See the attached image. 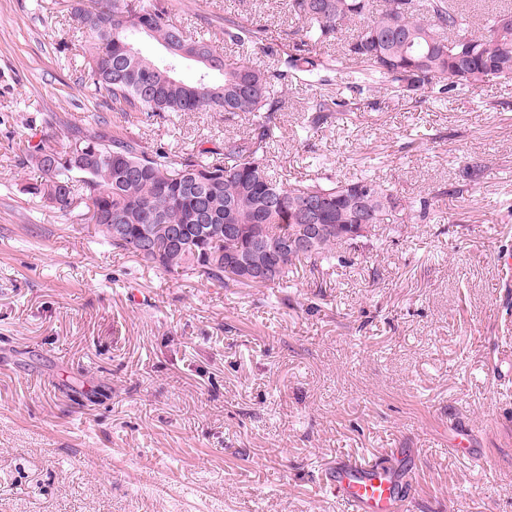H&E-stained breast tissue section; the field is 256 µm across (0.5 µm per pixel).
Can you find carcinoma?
Returning <instances> with one entry per match:
<instances>
[{
    "label": "carcinoma",
    "mask_w": 512,
    "mask_h": 512,
    "mask_svg": "<svg viewBox=\"0 0 512 512\" xmlns=\"http://www.w3.org/2000/svg\"><path fill=\"white\" fill-rule=\"evenodd\" d=\"M287 6L301 23L300 46L293 53L271 49L277 56L271 69L228 58L193 36L173 18L169 0H138L134 6L127 0H77L72 19L90 45L81 82L106 93L112 111L245 113L252 116L250 129L243 137L224 138L221 161L201 147L150 152L137 138L79 128L70 130L62 151L28 141L18 158L21 165L37 170L38 177L23 192L65 212L78 200L88 223L103 225L107 217L124 226L119 234L108 225L102 228L113 249L167 274L221 287L283 286L302 262L328 268L343 262L337 248L353 242L350 225L359 218L360 195L371 203L373 225L406 208V200L371 176L286 184L271 169L273 115L282 108L288 81L341 64L303 47L328 43L345 25L358 23L344 59L364 67L376 85L388 84L411 95L429 86L444 92L490 79L512 83V29L499 27L504 18L512 19V11L487 12L476 22L457 0H385V9L373 17L371 0H287ZM136 35L155 40L167 50V58L144 55L135 44ZM263 41L262 27L239 14L224 15V42L243 51ZM198 55L210 65L192 81L180 78L179 63ZM345 105L320 96L302 130L317 132ZM38 153L55 156V166L44 167ZM312 198L326 202L324 234L310 251L271 256L278 270L268 279L248 281L230 262L253 251L249 231L234 236L209 231L211 224H245L258 228L266 241L279 243L298 234L299 213ZM173 225L183 228L177 245L169 242ZM147 232L153 245L145 252Z\"/></svg>",
    "instance_id": "carcinoma-1"
}]
</instances>
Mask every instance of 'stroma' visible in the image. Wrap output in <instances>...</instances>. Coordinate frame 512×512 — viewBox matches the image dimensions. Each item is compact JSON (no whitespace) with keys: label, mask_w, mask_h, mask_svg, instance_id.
Returning a JSON list of instances; mask_svg holds the SVG:
<instances>
[{"label":"stroma","mask_w":512,"mask_h":512,"mask_svg":"<svg viewBox=\"0 0 512 512\" xmlns=\"http://www.w3.org/2000/svg\"><path fill=\"white\" fill-rule=\"evenodd\" d=\"M230 53L224 16L292 50L286 0H170ZM75 0H0V512H347L341 458L404 455L410 512H512V84L357 93L358 67L289 85L285 175L374 174L426 202L288 287L221 288L113 251L98 225L22 193L13 147L67 129L223 151L247 121L112 112L80 89ZM352 102L311 137L319 95ZM483 161L478 184L463 162ZM471 432L481 460L448 453Z\"/></svg>","instance_id":"1"}]
</instances>
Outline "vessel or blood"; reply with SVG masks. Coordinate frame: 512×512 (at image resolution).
I'll return each mask as SVG.
<instances>
[{
  "label": "vessel or blood",
  "mask_w": 512,
  "mask_h": 512,
  "mask_svg": "<svg viewBox=\"0 0 512 512\" xmlns=\"http://www.w3.org/2000/svg\"><path fill=\"white\" fill-rule=\"evenodd\" d=\"M327 479L350 512H408L413 501L411 483L398 457L384 465L341 459L329 469Z\"/></svg>",
  "instance_id": "b4317fda"
}]
</instances>
